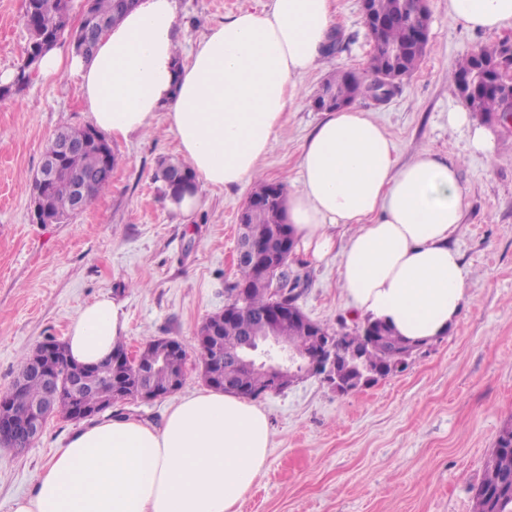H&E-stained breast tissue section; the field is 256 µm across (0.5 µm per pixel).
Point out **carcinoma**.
Wrapping results in <instances>:
<instances>
[{"label":"carcinoma","instance_id":"1","mask_svg":"<svg viewBox=\"0 0 512 512\" xmlns=\"http://www.w3.org/2000/svg\"><path fill=\"white\" fill-rule=\"evenodd\" d=\"M130 5V0H91V7L85 18L90 27L103 25L108 28L116 24ZM377 12L389 20L384 29L379 46L370 59L371 75L379 77L391 67L390 52L404 47L406 52L399 61L401 74L408 76L420 65L427 43H411V27L414 25L419 3L416 0H375ZM73 0H26L24 24L29 34V41L17 65L11 83L0 87L1 95L16 94L25 89L30 72L38 63L47 49L58 44L69 35L65 25V17L72 10ZM508 49L501 44L482 46L460 58L448 72V79L455 86H460L461 78L485 66L498 64L507 55ZM502 83L489 81L492 88L476 93L465 92L461 100L470 111L485 121L497 120L507 112L512 113V84L508 75L501 76ZM363 78L356 72L346 70L335 72L324 84L323 92L316 100L328 96L331 99L352 100L356 84ZM84 133L82 127L61 126L49 138L43 158L51 159L59 153V138L68 135L75 139ZM118 157L111 151L103 159L91 147L72 150L61 160L55 177L46 186L33 182V197H43L58 217L67 216L68 207L73 193V178L83 177V189L88 201H93L109 189L112 182V169L117 165ZM155 178L162 182L164 190L178 189L194 183V174L189 165L180 162L165 161L156 172ZM285 189L280 183L259 180L249 196L250 205L245 215V225L251 247L257 254L265 255L278 246L279 235L291 236L290 225L284 223ZM239 279L230 291L244 287L247 289L241 299L233 298L239 305V313L230 321L224 320L216 313L209 322H217L221 327V339L224 350L232 351L239 348L248 339V334L261 340L268 335L267 324L263 316L276 304L289 305L296 302L297 296L293 289L286 286L274 288L260 273L258 265L245 261L238 265ZM372 325V334L339 335L334 329L315 322L309 325L322 332L325 336L336 338L337 370L343 380L354 378L360 370L371 369L382 371L386 377L397 372V364L402 356L413 345L396 334L384 322L366 319ZM276 333L282 343L288 344L299 351H308L314 347L307 333L299 323L288 322L281 325ZM159 356V340L148 339L144 343L137 367L125 373V379L133 383L140 378L148 379L155 387L163 388L174 374H184L186 358L172 357L158 369L153 365ZM197 357L201 365L204 381H209V372L215 364L214 353L207 346L197 348ZM263 366L247 370L239 369L224 374V380L234 388L247 391L255 389L263 380ZM110 392L109 382L101 380L97 387L83 393L81 402L95 405ZM12 398L14 416L22 419L26 416L29 406L48 397V390L37 377H32L23 390H11L0 395ZM478 490L473 492L472 512H512V421L503 423L498 431L496 444L487 459Z\"/></svg>","mask_w":512,"mask_h":512}]
</instances>
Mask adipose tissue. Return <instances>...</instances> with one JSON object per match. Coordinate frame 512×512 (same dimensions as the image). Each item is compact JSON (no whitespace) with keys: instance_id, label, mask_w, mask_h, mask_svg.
<instances>
[{"instance_id":"1","label":"adipose tissue","mask_w":512,"mask_h":512,"mask_svg":"<svg viewBox=\"0 0 512 512\" xmlns=\"http://www.w3.org/2000/svg\"><path fill=\"white\" fill-rule=\"evenodd\" d=\"M448 19L472 31L512 26V0H448ZM331 0H264L215 24L192 50L181 42L178 0H137L90 58L53 47L37 75H75L92 125L120 139L164 114L195 175L166 205L189 219L202 186L253 183L299 100L294 77L327 58ZM395 145L372 113H328L303 143L286 222L321 260L338 253L352 314L410 340H432L458 321L470 271L451 237L462 222L458 164L429 150L396 166ZM349 236L336 244L337 228ZM120 302L84 304L65 345L79 363L108 360L127 331ZM273 443L267 413L211 388L178 399L161 425L107 417L69 435L12 512H238Z\"/></svg>"}]
</instances>
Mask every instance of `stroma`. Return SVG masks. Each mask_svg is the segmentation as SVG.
<instances>
[{"instance_id":"stroma-1","label":"stroma","mask_w":512,"mask_h":512,"mask_svg":"<svg viewBox=\"0 0 512 512\" xmlns=\"http://www.w3.org/2000/svg\"><path fill=\"white\" fill-rule=\"evenodd\" d=\"M256 0H179L182 40L192 46L225 15ZM426 55L386 103L358 99L396 144V162L423 149L459 162L465 193L452 238L471 271L459 322L422 348L404 371L340 395L317 379L258 398L274 432L267 465L238 512H471L498 431L512 420V132L489 130L494 159L470 154L466 129L448 126L461 99L448 71L479 45L512 38V28L471 32L448 20V0H428ZM337 47L324 66L298 78L300 105L261 160L264 179L297 176L300 147L323 115L312 100L339 70L368 75L373 45L359 0H333ZM25 0H0V74L14 72L27 45ZM76 77L31 80L0 97V392L24 354L64 339L79 309L107 295L128 318L125 346L152 337L188 351L178 396L203 388L194 353L200 324L223 311L237 279V217L250 188H206L191 223L170 213L154 181L161 160L179 159L163 119L140 136L111 140L119 159L112 185L66 224L31 219L33 177L62 125H88ZM297 303L314 322L353 331L337 260L295 248L288 263ZM176 395V396H177ZM78 423L53 417L22 455L0 447V512L29 493L52 451Z\"/></svg>"}]
</instances>
